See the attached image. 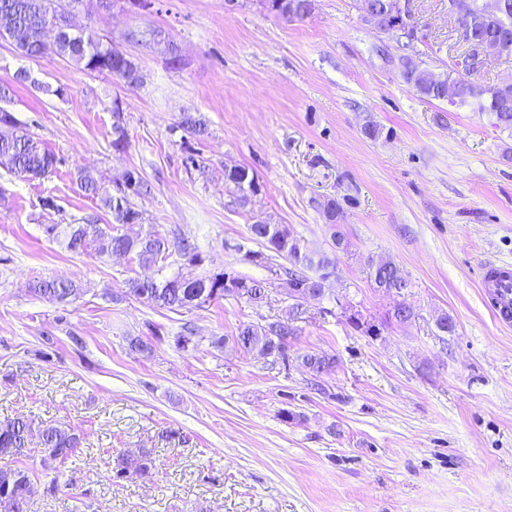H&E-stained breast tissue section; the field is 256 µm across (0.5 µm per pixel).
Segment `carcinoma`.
<instances>
[{"label": "carcinoma", "instance_id": "obj_1", "mask_svg": "<svg viewBox=\"0 0 512 512\" xmlns=\"http://www.w3.org/2000/svg\"><path fill=\"white\" fill-rule=\"evenodd\" d=\"M83 0H0V16L11 19V27L0 29V37L10 41L22 54L31 57L53 55L66 58L84 70L110 75L128 85L140 81L137 65L125 54L105 44L93 33L84 30L66 29L65 33L52 41L43 40V31L49 23H68L72 2ZM272 14L288 21L301 20L308 15L306 4L299 8L283 10L279 0H267ZM461 12L457 22L463 34L475 43L498 56H512V0H501L498 11L490 13L480 0H458ZM369 10L382 17L381 26L390 34L393 9L392 0H366ZM400 77L420 95L433 100L448 99V85H453L455 95L452 104L475 105L477 111L493 115L495 125L512 130V84L484 87L476 80V73L464 68L448 72H434L426 68L412 67L407 59L400 58ZM114 146L125 143L127 131L123 113H112ZM192 136L201 139L207 134L205 121L186 114L179 123ZM60 162L42 141L25 129L7 109L0 108V167L24 179L41 178L50 173ZM224 180L238 188L239 200L246 204L261 191L254 172L247 167L224 170ZM148 192V184L138 179V189L120 191L118 195L107 194L100 198L102 208L112 216V223L100 226L92 220L83 224H50L46 233L64 248L77 254H92L101 260L122 253L135 259L141 267L156 269L157 277L141 279L131 277L125 281V290L120 298L135 299L152 307L177 311L201 308L218 299L232 297L243 300L254 308L268 302L270 293L277 291L289 300L288 317L265 322H243L232 336H216L211 340L215 349H222L228 342L244 353L273 368L282 365L288 358V348L298 336L297 323L305 320L311 303L323 299L326 288L318 271L332 264L330 258L315 256L308 246L280 224H253L250 226L251 240L264 247L262 251L248 250L244 260L252 263L272 264L282 258L288 265L282 268L279 282L248 279L240 275L224 280V272L212 271L189 277L177 271L167 272L169 258L177 255L194 266L202 263L201 255L184 237L170 239L157 230L144 235L129 237L120 232V225L133 220L144 222L142 210L134 198ZM368 275L374 287L396 295L411 282L398 276L400 268L391 260H367ZM30 292L51 303L64 304L81 294V288L69 280L38 278L29 284ZM392 317L397 323L408 325L416 322L418 312L398 303ZM348 323L365 336L376 338L382 334L384 325L362 321L359 314L348 316ZM435 335L452 336L457 325L448 313H442L434 322ZM175 346L184 351L198 347L194 333L184 328L174 337ZM300 364L313 372H327L336 365V357L327 352H312L300 356ZM38 436L39 446L46 459L66 460L72 457L82 443L83 437L66 425H47L36 431L32 422L23 418L0 421V456L17 462L14 467H0V512H26L28 481L33 470L20 464L27 456V448L33 436ZM150 452L143 450L133 458L123 457L113 478L131 479L151 469Z\"/></svg>", "mask_w": 512, "mask_h": 512}]
</instances>
